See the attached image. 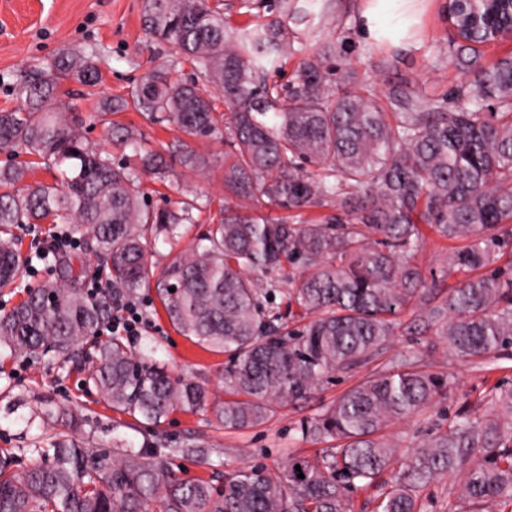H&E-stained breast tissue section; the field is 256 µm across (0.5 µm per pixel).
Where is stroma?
I'll return each mask as SVG.
<instances>
[{
	"mask_svg": "<svg viewBox=\"0 0 512 512\" xmlns=\"http://www.w3.org/2000/svg\"><path fill=\"white\" fill-rule=\"evenodd\" d=\"M324 4V10L315 12L309 21L295 24L298 37L294 52L280 60L277 70L269 73V81H292L302 59L316 48L329 46L336 52V73L332 77L336 84H343L345 75L353 72L368 80L378 100H387L406 87L446 104L449 90L461 80L449 63L448 0H425L423 34L404 48L362 37L357 0H324ZM142 15L143 0H0V109L19 106L14 85L29 79L43 62L68 50L94 48L100 59V81L94 94H80L77 83L67 85L74 93L75 113L89 142L101 145L114 159L137 167L138 159L132 151L108 142L103 125L93 121L101 101L110 96L130 98L141 77L155 69L174 65L184 77L196 75L193 66L180 60L170 46L150 41ZM167 165L165 182L142 174L146 202L161 208L168 202L196 197L206 209L196 223L183 226L182 238L151 242L152 260L160 266L191 248L224 203L222 166L191 171L173 157L168 158ZM449 246V241L427 233L413 259L431 287L429 297L434 302L442 301L449 288L469 277L468 272L449 269ZM37 268V275H21L10 287L0 288V315L17 305L27 289L57 281V257L38 262ZM136 304L143 325L140 336L130 340L133 350L152 347L153 363L172 376L200 379L211 391L223 393L224 355L201 349L174 330L156 295L141 296ZM417 316L415 307L405 308L386 349L370 363L334 375L305 400L277 408L260 426L225 431L210 426L206 413L173 412L158 427L157 439L195 438L213 446L207 458L174 459L177 475L221 476L228 470L257 464L273 469L284 464L292 452L315 457L321 447L302 441L300 422L317 416L366 375L387 369L402 354L416 355L424 370L448 377L452 388L447 399L424 415L395 422L384 430V437L398 444L400 455H408L428 434L446 426L460 408L483 413L479 396L484 389L498 380L512 381V347L500 352L496 370L485 372L448 351L433 333H416L413 321ZM48 402L63 408L77 407L83 415L81 428L74 431L64 423L44 420L41 410ZM146 430V425L108 409L71 362L53 355L20 357L0 346V451L17 454L20 463H29V448H49L64 439L96 449L111 447L113 439L119 437L138 447Z\"/></svg>",
	"mask_w": 512,
	"mask_h": 512,
	"instance_id": "1",
	"label": "stroma"
}]
</instances>
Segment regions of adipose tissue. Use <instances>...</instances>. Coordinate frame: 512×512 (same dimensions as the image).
I'll use <instances>...</instances> for the list:
<instances>
[{
  "label": "adipose tissue",
  "instance_id": "obj_1",
  "mask_svg": "<svg viewBox=\"0 0 512 512\" xmlns=\"http://www.w3.org/2000/svg\"><path fill=\"white\" fill-rule=\"evenodd\" d=\"M422 0H360L359 30L367 40L392 47L415 42Z\"/></svg>",
  "mask_w": 512,
  "mask_h": 512
}]
</instances>
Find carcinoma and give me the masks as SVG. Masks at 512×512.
<instances>
[{"label": "carcinoma", "mask_w": 512, "mask_h": 512, "mask_svg": "<svg viewBox=\"0 0 512 512\" xmlns=\"http://www.w3.org/2000/svg\"><path fill=\"white\" fill-rule=\"evenodd\" d=\"M279 4L281 17L247 31L231 24L224 0H146L149 36L219 89L230 115L172 67L145 74L129 100L105 98L93 115L136 152L137 133L113 115L132 107L176 127L185 138L165 151L192 171L211 168L192 142L227 146L224 216L161 269L146 256L147 240L181 237L197 203L149 208L138 174L83 137L60 88L67 80L97 85L95 50L62 54L18 86L22 105L0 111V151L8 153L0 165V288L28 264L12 227L45 221L88 236L109 280L90 295L75 286L72 260L63 261L55 283L27 289L0 316V346L29 357L57 353L113 411L148 425L175 411H204L217 429H250L383 349L393 319L422 298L410 259L426 228L466 240L448 251V267L476 275L428 308L420 330H434L448 350L477 364L512 346V264L497 265L500 240L486 235L512 222V53L486 62L480 44L453 41L456 68L475 69L478 78L454 86L445 111L409 92L384 106L362 81L336 94L331 49L303 59L286 89L267 78L295 41L286 17L296 7ZM476 9L483 29L502 38L512 32V0H476ZM21 152L61 181L25 183L28 166L13 162ZM140 161L166 178L162 153L147 151ZM258 197L287 215L249 214L241 202ZM313 204L339 213L297 220ZM143 288L155 290L181 335L226 356L229 398L171 378L117 338L99 342L115 309ZM449 390L447 378L403 358L300 424L303 439L335 446L313 459L292 455L276 470H234L222 482L173 471L175 455L210 454V444L196 439L164 453L154 442H115L113 455L62 440L31 449L37 459L23 466L1 453L0 512H352V495L369 487L377 491L376 512H426L419 493L440 481L448 483L446 512H512V385L495 384L482 415L458 414L402 462L397 446L379 436ZM44 415L70 427L82 421L70 408L48 406Z\"/></svg>", "instance_id": "cac0c4a2"}]
</instances>
